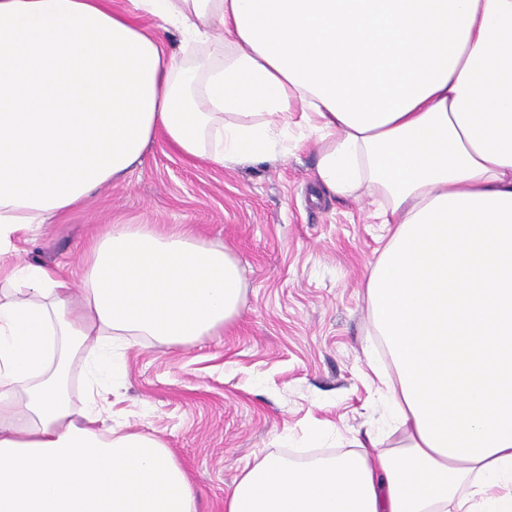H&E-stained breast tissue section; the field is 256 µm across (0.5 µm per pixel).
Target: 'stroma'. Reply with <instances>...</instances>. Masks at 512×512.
Listing matches in <instances>:
<instances>
[{"label":"stroma","mask_w":512,"mask_h":512,"mask_svg":"<svg viewBox=\"0 0 512 512\" xmlns=\"http://www.w3.org/2000/svg\"><path fill=\"white\" fill-rule=\"evenodd\" d=\"M316 160L309 142L223 168L160 135L124 180L0 254L5 267L73 263L106 225L153 224L238 260L246 305L221 332L179 346L130 337L115 350L127 371L107 423L159 438L189 475L197 512H224L257 458L340 453L368 429L395 442L365 357L377 344L365 275L385 231L369 197L339 198L316 181Z\"/></svg>","instance_id":"1"}]
</instances>
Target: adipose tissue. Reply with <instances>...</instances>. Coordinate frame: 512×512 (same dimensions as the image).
Here are the masks:
<instances>
[{"label":"adipose tissue","mask_w":512,"mask_h":512,"mask_svg":"<svg viewBox=\"0 0 512 512\" xmlns=\"http://www.w3.org/2000/svg\"><path fill=\"white\" fill-rule=\"evenodd\" d=\"M130 3L0 0V251L156 136L221 167L314 141L318 182L388 227L365 288L400 438L265 456L225 512H512V0ZM244 306L227 250L149 224L93 237L75 275L0 271V512H196L163 442L103 425L101 382L114 340L183 344Z\"/></svg>","instance_id":"ef3b65f1"}]
</instances>
